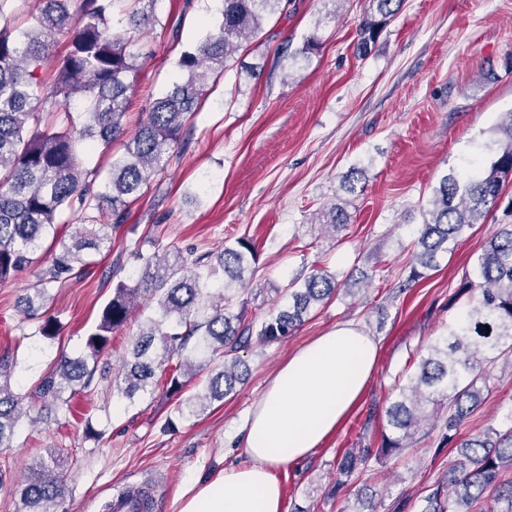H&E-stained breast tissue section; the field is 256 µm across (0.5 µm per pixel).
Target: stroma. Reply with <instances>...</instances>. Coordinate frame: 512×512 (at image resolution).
Instances as JSON below:
<instances>
[{
	"instance_id": "obj_1",
	"label": "stroma",
	"mask_w": 512,
	"mask_h": 512,
	"mask_svg": "<svg viewBox=\"0 0 512 512\" xmlns=\"http://www.w3.org/2000/svg\"><path fill=\"white\" fill-rule=\"evenodd\" d=\"M221 0H155V25L134 42L140 69L125 121L176 80L182 43L200 40ZM371 0H289L262 32L240 49L191 121L178 158L157 175L132 207L128 224L112 231V250L90 274L53 289L50 311L60 320L52 341L34 337L18 299L36 281L37 266L0 285V356H16L14 392L33 394L59 355H77L96 324L112 285L133 277L131 252L180 251L200 256L245 238L257 249L247 290H234L250 316L278 305V287L312 268L334 273L339 290L314 308L291 335L251 341L240 357L247 380L237 394L197 417L177 411L163 388L136 401L119 398L107 381L76 395L70 418L42 412L12 447L0 448V512H17L15 490L38 457L64 449L66 491L59 512H106L127 480L167 477L152 512H174L176 497L231 462L250 408L295 350L336 324L352 321L380 345L376 371L348 419L307 460L278 473L285 512H363L370 494L377 512L399 497L420 501L458 453L441 446V427L421 429L411 448L371 463L353 484L337 487L345 451L376 447L385 408L398 383L443 336L463 303L456 291L496 225L505 204L469 230L426 278L409 282L410 248L422 209L442 176L470 175L496 153L495 125L512 112V0H403L367 53L356 49ZM182 24L181 41L171 28ZM365 171L363 191L342 187L352 168ZM338 204L348 225L336 235L314 225ZM484 401L462 427L478 434L512 411V377L489 369ZM104 433L87 440L86 422Z\"/></svg>"
}]
</instances>
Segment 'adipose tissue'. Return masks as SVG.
<instances>
[{"mask_svg":"<svg viewBox=\"0 0 512 512\" xmlns=\"http://www.w3.org/2000/svg\"><path fill=\"white\" fill-rule=\"evenodd\" d=\"M378 349L353 322L298 349L247 416L245 463L187 487L176 512H284L276 470L310 457L339 427L371 379Z\"/></svg>","mask_w":512,"mask_h":512,"instance_id":"obj_1","label":"adipose tissue"}]
</instances>
